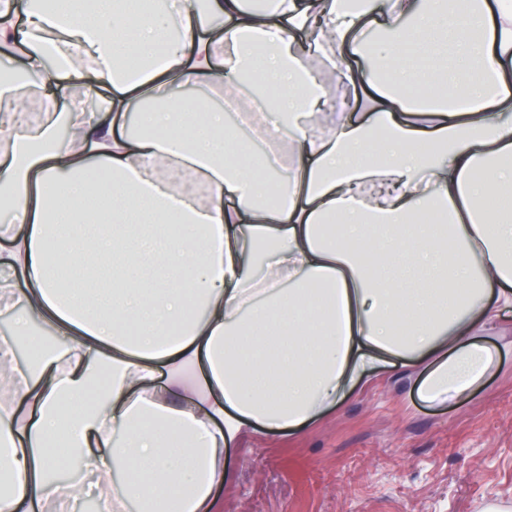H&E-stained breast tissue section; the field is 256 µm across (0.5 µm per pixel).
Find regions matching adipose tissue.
<instances>
[{"instance_id": "adipose-tissue-1", "label": "adipose tissue", "mask_w": 512, "mask_h": 512, "mask_svg": "<svg viewBox=\"0 0 512 512\" xmlns=\"http://www.w3.org/2000/svg\"><path fill=\"white\" fill-rule=\"evenodd\" d=\"M14 52L0 512L63 499L54 473L87 448L115 506L168 512L178 491L180 512H220L224 451L249 430L299 428L378 369H419L421 397L445 402L496 365L476 333L512 310V209L488 205L512 196V0H0ZM253 67L279 95L247 90ZM328 75L361 92L365 121ZM89 78L97 107L58 108L49 85ZM24 86L44 94L37 119ZM209 91L287 148L265 160L273 207ZM32 319L60 344L23 369Z\"/></svg>"}]
</instances>
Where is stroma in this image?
<instances>
[{
	"label": "stroma",
	"instance_id": "stroma-1",
	"mask_svg": "<svg viewBox=\"0 0 512 512\" xmlns=\"http://www.w3.org/2000/svg\"><path fill=\"white\" fill-rule=\"evenodd\" d=\"M482 337L501 358L476 393L428 403L378 371L297 430L244 435L224 452L223 512H512V314Z\"/></svg>",
	"mask_w": 512,
	"mask_h": 512
}]
</instances>
